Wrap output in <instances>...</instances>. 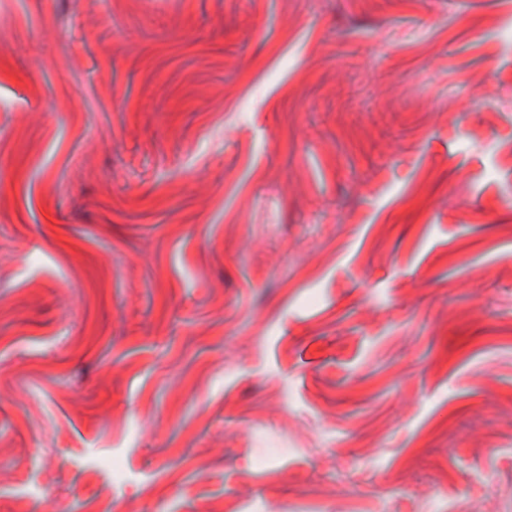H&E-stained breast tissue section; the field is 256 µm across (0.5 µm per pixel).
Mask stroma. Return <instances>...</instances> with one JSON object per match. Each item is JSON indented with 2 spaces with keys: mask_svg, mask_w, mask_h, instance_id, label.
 Returning a JSON list of instances; mask_svg holds the SVG:
<instances>
[{
  "mask_svg": "<svg viewBox=\"0 0 512 512\" xmlns=\"http://www.w3.org/2000/svg\"><path fill=\"white\" fill-rule=\"evenodd\" d=\"M512 512V0H0V512Z\"/></svg>",
  "mask_w": 512,
  "mask_h": 512,
  "instance_id": "35a3bbf8",
  "label": "stroma"
}]
</instances>
